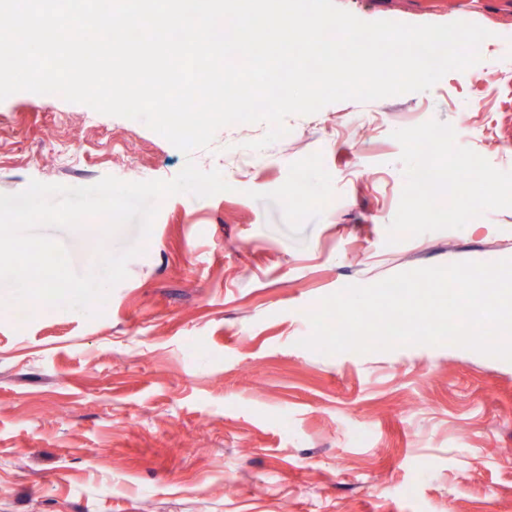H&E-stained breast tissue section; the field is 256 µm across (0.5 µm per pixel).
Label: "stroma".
Masks as SVG:
<instances>
[{"label": "stroma", "instance_id": "1", "mask_svg": "<svg viewBox=\"0 0 512 512\" xmlns=\"http://www.w3.org/2000/svg\"><path fill=\"white\" fill-rule=\"evenodd\" d=\"M365 22L477 24L495 55L430 90L220 128L184 154L143 122L62 96L0 101V193L30 181L168 180L193 162L228 191L137 226L47 234L80 274L140 243L99 316L10 309L0 283V512H512V361L453 344L325 355L308 312L345 286L512 258V0H335ZM489 74L474 91L471 73ZM484 110L472 112L474 96ZM480 157L464 219L424 202Z\"/></svg>", "mask_w": 512, "mask_h": 512}]
</instances>
